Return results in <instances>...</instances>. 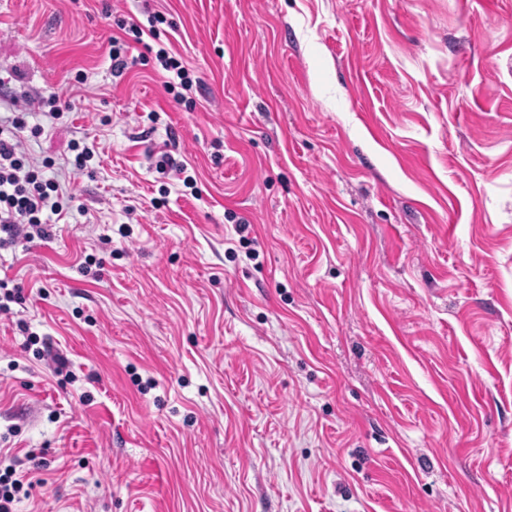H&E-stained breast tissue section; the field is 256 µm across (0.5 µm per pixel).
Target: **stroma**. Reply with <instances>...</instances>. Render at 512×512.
<instances>
[{
    "instance_id": "1",
    "label": "stroma",
    "mask_w": 512,
    "mask_h": 512,
    "mask_svg": "<svg viewBox=\"0 0 512 512\" xmlns=\"http://www.w3.org/2000/svg\"><path fill=\"white\" fill-rule=\"evenodd\" d=\"M0 79L86 207L0 249L15 512H512V0H0ZM149 24L148 32L151 38L156 42L158 46L157 50H154V47L148 43H144L142 40V35L145 32V29L142 28L144 26L141 23L135 21H127L125 18H120L116 22L117 28L122 31L125 35H132L133 42L140 45H143L146 54H153L155 59L159 62L162 69L167 72L165 75L166 80L164 81V86L166 91L169 94H174L173 98L177 103H186V106H193L192 98H187L183 93L177 91L174 93L177 87H180L182 90L190 91L193 86V81L189 77V73L182 66V63L177 59L172 52L171 48H167L166 45L160 40V31L157 28V24H163V18L159 15L149 16L147 19ZM146 27V26H144Z\"/></svg>"
}]
</instances>
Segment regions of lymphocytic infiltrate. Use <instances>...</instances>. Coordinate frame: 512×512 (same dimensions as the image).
<instances>
[{"mask_svg":"<svg viewBox=\"0 0 512 512\" xmlns=\"http://www.w3.org/2000/svg\"><path fill=\"white\" fill-rule=\"evenodd\" d=\"M160 16H149L146 23L118 19L119 37L113 38L110 49L112 65L124 70L130 43H141L143 34H150L153 43L146 53L154 54L166 73L164 86L176 102H185V93L193 81L170 48L160 44ZM1 101L9 107L7 116H0V248L15 245L17 240L34 241L49 238L52 226L44 221V213L57 216L75 210V198L64 192L58 181L45 175L44 166L30 156L27 137H39L41 124H30V115L18 106L11 95Z\"/></svg>","mask_w":512,"mask_h":512,"instance_id":"obj_1","label":"lymphocytic infiltrate"}]
</instances>
